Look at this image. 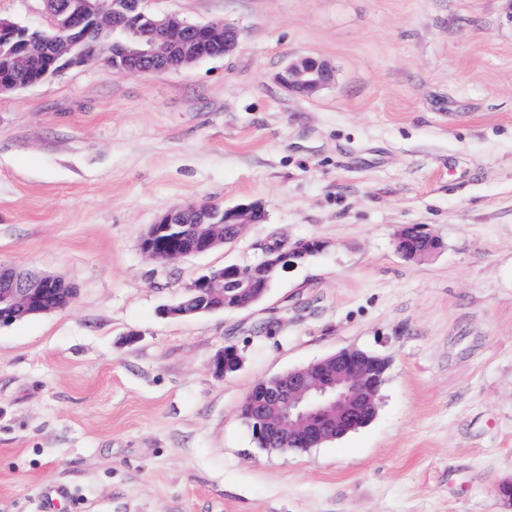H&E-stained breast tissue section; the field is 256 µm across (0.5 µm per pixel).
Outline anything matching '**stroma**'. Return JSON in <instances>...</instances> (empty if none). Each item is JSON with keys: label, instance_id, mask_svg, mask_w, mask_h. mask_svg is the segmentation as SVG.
I'll list each match as a JSON object with an SVG mask.
<instances>
[{"label": "stroma", "instance_id": "1", "mask_svg": "<svg viewBox=\"0 0 512 512\" xmlns=\"http://www.w3.org/2000/svg\"><path fill=\"white\" fill-rule=\"evenodd\" d=\"M241 34L133 74L98 59L0 95V265L64 309L0 325V512H512V7L506 0H148ZM336 82L289 94L288 61ZM261 202L235 241L139 248L171 209ZM421 227L442 249L399 254ZM323 242L245 310L165 318L207 269ZM241 357L217 377L224 346ZM390 366L367 426L259 448L265 380L343 348ZM278 81L288 93L309 97L335 84L336 69L322 58L301 56L288 63Z\"/></svg>", "mask_w": 512, "mask_h": 512}]
</instances>
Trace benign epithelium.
I'll use <instances>...</instances> for the list:
<instances>
[{
	"label": "benign epithelium",
	"mask_w": 512,
	"mask_h": 512,
	"mask_svg": "<svg viewBox=\"0 0 512 512\" xmlns=\"http://www.w3.org/2000/svg\"><path fill=\"white\" fill-rule=\"evenodd\" d=\"M143 0H47L48 28L62 18L67 30L82 35L83 48L73 52L72 40L44 35L48 54L61 61L51 72L80 66L97 55L102 41L114 48L135 46L131 53L112 56V67L124 69L131 61L143 67L138 74L178 69L198 60L226 56L239 46V30L232 24H196L174 15L159 16L142 6ZM38 33L11 19L0 17V45L6 41L27 43ZM280 85L290 94L309 97L336 82V69L315 56H301L279 73ZM264 213L257 201L220 208L203 204L175 208L161 216L142 236L140 248L148 257L174 262L201 255L227 243L225 228L238 238L244 228ZM410 231L401 232L397 250L405 258L431 257L440 250L431 246L418 253L405 246ZM323 249L319 240L293 247L264 249L262 259L250 266L225 265L209 270L188 290L194 297L166 306L169 317L187 318L198 313L247 309L265 292L267 275L289 266L293 260ZM69 284L52 276H32L0 266V323L14 321L17 314L50 312L58 307L53 292ZM384 361L368 358L346 348L304 367L263 382L259 408L243 406V415L254 425L256 435L281 451L308 450L363 427L376 412V397L385 379Z\"/></svg>",
	"instance_id": "7a95c632"
}]
</instances>
